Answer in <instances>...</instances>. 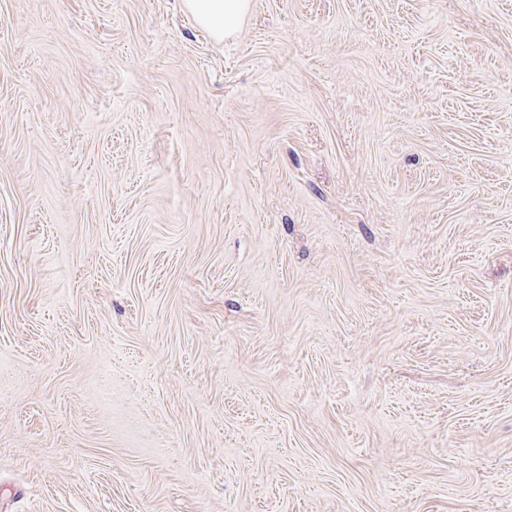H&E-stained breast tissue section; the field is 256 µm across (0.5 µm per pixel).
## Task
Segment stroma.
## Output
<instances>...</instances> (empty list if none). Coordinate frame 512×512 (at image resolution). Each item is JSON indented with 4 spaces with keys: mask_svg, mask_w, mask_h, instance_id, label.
Here are the masks:
<instances>
[{
    "mask_svg": "<svg viewBox=\"0 0 512 512\" xmlns=\"http://www.w3.org/2000/svg\"><path fill=\"white\" fill-rule=\"evenodd\" d=\"M0 512H512V0H0ZM196 24L222 42L235 37L251 7V0H182Z\"/></svg>",
    "mask_w": 512,
    "mask_h": 512,
    "instance_id": "35a3bbf8",
    "label": "stroma"
}]
</instances>
